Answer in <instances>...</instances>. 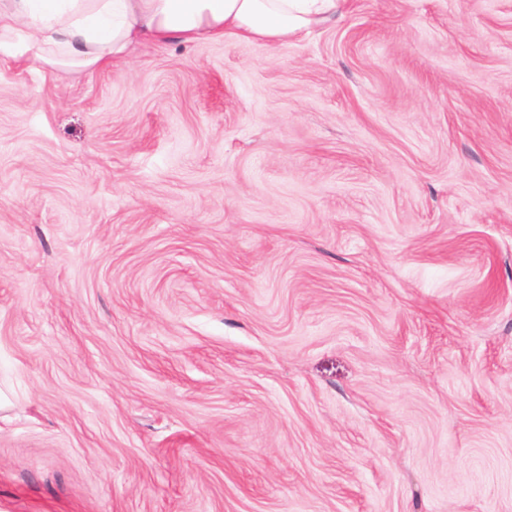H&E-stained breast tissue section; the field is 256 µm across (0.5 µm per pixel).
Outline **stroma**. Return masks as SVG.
Listing matches in <instances>:
<instances>
[{"label":"stroma","instance_id":"obj_1","mask_svg":"<svg viewBox=\"0 0 512 512\" xmlns=\"http://www.w3.org/2000/svg\"><path fill=\"white\" fill-rule=\"evenodd\" d=\"M0 512H512V0L0 63Z\"/></svg>","mask_w":512,"mask_h":512}]
</instances>
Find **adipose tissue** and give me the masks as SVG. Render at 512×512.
<instances>
[{
  "label": "adipose tissue",
  "instance_id": "1",
  "mask_svg": "<svg viewBox=\"0 0 512 512\" xmlns=\"http://www.w3.org/2000/svg\"><path fill=\"white\" fill-rule=\"evenodd\" d=\"M348 0H0V61L94 70L141 42L277 44L343 14Z\"/></svg>",
  "mask_w": 512,
  "mask_h": 512
}]
</instances>
